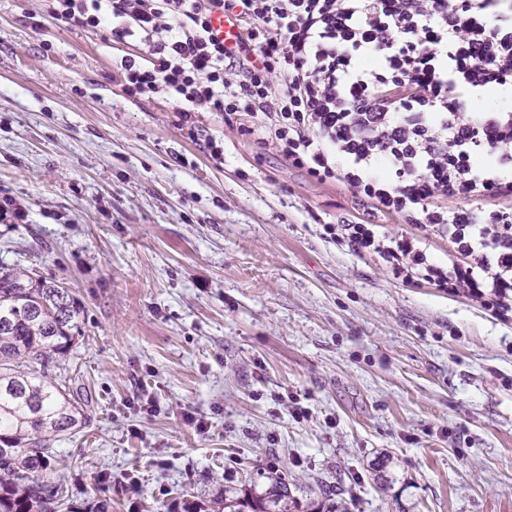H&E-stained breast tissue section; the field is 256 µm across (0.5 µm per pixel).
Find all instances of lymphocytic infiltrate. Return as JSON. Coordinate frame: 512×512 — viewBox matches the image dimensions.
Returning a JSON list of instances; mask_svg holds the SVG:
<instances>
[{
    "label": "lymphocytic infiltrate",
    "mask_w": 512,
    "mask_h": 512,
    "mask_svg": "<svg viewBox=\"0 0 512 512\" xmlns=\"http://www.w3.org/2000/svg\"><path fill=\"white\" fill-rule=\"evenodd\" d=\"M54 19L113 42L128 96L162 93L182 126L198 112H244L291 166L352 189L376 212L414 225L328 224L326 234L374 253L406 282L512 316V213L467 209L512 199V108L472 100L512 91V0H45ZM238 26L234 47L213 14ZM463 201L452 210L449 200ZM448 242L434 261L428 237Z\"/></svg>",
    "instance_id": "obj_1"
}]
</instances>
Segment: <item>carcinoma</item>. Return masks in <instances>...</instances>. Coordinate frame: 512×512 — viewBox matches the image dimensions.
<instances>
[{"label": "carcinoma", "instance_id": "obj_1", "mask_svg": "<svg viewBox=\"0 0 512 512\" xmlns=\"http://www.w3.org/2000/svg\"><path fill=\"white\" fill-rule=\"evenodd\" d=\"M80 310L60 282L0 263V512H59L61 484L44 471L63 435L88 422V394L48 379L69 352ZM288 485L224 498L229 512H288Z\"/></svg>", "mask_w": 512, "mask_h": 512}]
</instances>
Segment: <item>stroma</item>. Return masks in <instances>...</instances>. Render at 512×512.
<instances>
[{
    "label": "stroma",
    "mask_w": 512,
    "mask_h": 512,
    "mask_svg": "<svg viewBox=\"0 0 512 512\" xmlns=\"http://www.w3.org/2000/svg\"><path fill=\"white\" fill-rule=\"evenodd\" d=\"M140 51L0 0V198L28 214L0 261L80 306L48 370L91 399L46 471L71 512H221L277 477L298 512H512V320L327 236L413 227L288 166L251 117L191 133L166 95L128 97Z\"/></svg>",
    "instance_id": "1"
}]
</instances>
